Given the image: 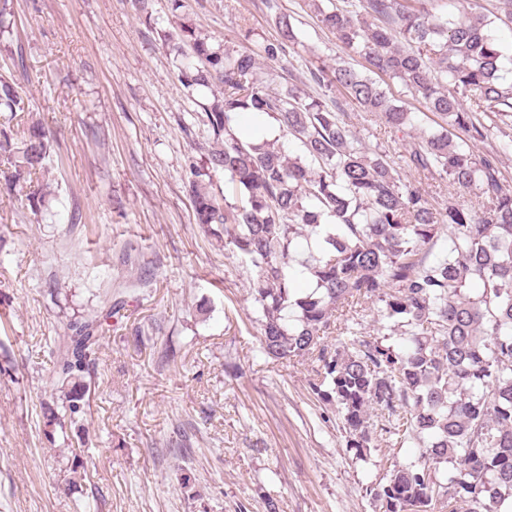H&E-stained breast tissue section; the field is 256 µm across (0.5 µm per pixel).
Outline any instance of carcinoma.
Here are the masks:
<instances>
[{
  "instance_id": "carcinoma-1",
  "label": "carcinoma",
  "mask_w": 512,
  "mask_h": 512,
  "mask_svg": "<svg viewBox=\"0 0 512 512\" xmlns=\"http://www.w3.org/2000/svg\"><path fill=\"white\" fill-rule=\"evenodd\" d=\"M455 2L334 0L324 8L311 0L360 65H317L311 80L405 135L399 159L383 142L368 147L340 101H309L292 82L267 92L260 61L278 63L298 43L288 15L276 16L278 38L257 51L215 50L186 22L165 38L198 61L181 69L182 85L210 91L212 140L204 163H190L185 188L196 223L224 226V248L255 270L259 352L315 364L310 389L335 406L356 455L379 431L420 448L367 488L382 512H502L512 503V184L499 166L512 139L491 144L483 121L512 125V80L491 30L496 20L512 25V0H495L489 14L477 4L448 13ZM14 26L11 0H0V33ZM386 78L423 105L431 125L381 88ZM2 109L28 111L0 76ZM239 112L274 116L302 154L241 141L231 131ZM47 148L37 125L18 145L0 134L10 188L40 180ZM218 172L235 203L213 191ZM418 175L446 180L447 195L435 199ZM465 191L478 205L460 203ZM301 239L309 256L297 271ZM117 313L109 305L97 320L67 325L56 367L73 382L72 414L103 322ZM368 315L375 336L362 332ZM334 332L347 340L327 344Z\"/></svg>"
}]
</instances>
